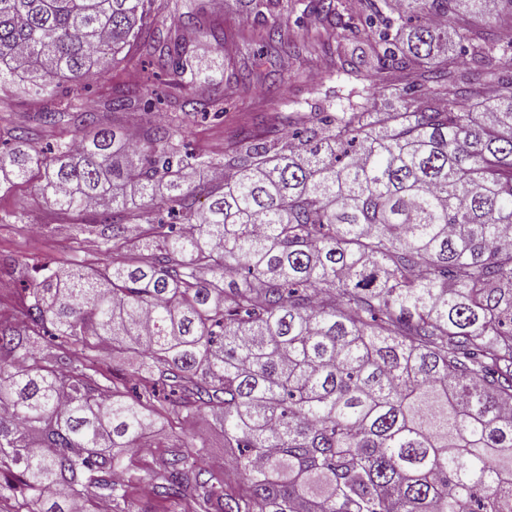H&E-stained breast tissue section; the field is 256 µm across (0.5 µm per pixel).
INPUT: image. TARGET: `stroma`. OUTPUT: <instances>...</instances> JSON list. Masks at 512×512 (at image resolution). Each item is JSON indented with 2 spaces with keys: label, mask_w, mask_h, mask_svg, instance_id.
I'll list each match as a JSON object with an SVG mask.
<instances>
[{
  "label": "stroma",
  "mask_w": 512,
  "mask_h": 512,
  "mask_svg": "<svg viewBox=\"0 0 512 512\" xmlns=\"http://www.w3.org/2000/svg\"><path fill=\"white\" fill-rule=\"evenodd\" d=\"M210 23L237 31L238 36L230 40L229 49L220 52L209 40L199 38L194 42V56L201 62V73L195 89L176 86L174 76L166 71L155 70L151 62H142L138 67L118 68L109 73L91 77L84 81V95L92 101L101 99L115 84L132 80L150 81L154 91L153 112L144 113V120H152L154 113L167 112L169 99L183 98L196 92L214 98L220 97L225 83L223 74L243 71L255 67L256 58H263L258 79L224 107V118H202L201 114H178L183 127L184 143L189 150L211 154L223 152L228 145L232 130L243 127L259 131L262 119L273 116H314L327 110H338L347 105L349 98L362 87L361 82L347 75L327 76L328 65L319 57H303L284 60L278 50L268 44L248 39L251 23L245 22L239 0H224L221 10L208 16ZM41 106L36 103L29 90L18 84H0V135L9 136L18 128L31 129L33 144L39 149L52 148L60 137L58 128L38 124L35 115ZM0 211L18 213L20 219L14 224H0V257L21 256L31 265L51 264L54 267H70L74 264L98 267L104 257L97 247L94 235L74 236V224H89L93 214H65L45 202L33 184L19 183L0 189ZM188 432L202 436L209 451L205 466L221 475L225 483H233L225 464L224 439L214 430L208 413L199 414L187 423ZM160 449H150L145 454L129 456L127 463L141 478L138 494L132 501V512H164L163 504L153 495L150 484L155 458Z\"/></svg>",
  "instance_id": "stroma-1"
}]
</instances>
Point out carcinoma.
<instances>
[{
    "label": "carcinoma",
    "mask_w": 512,
    "mask_h": 512,
    "mask_svg": "<svg viewBox=\"0 0 512 512\" xmlns=\"http://www.w3.org/2000/svg\"><path fill=\"white\" fill-rule=\"evenodd\" d=\"M213 0L149 34L169 0H0V82L48 104L65 134L0 149V187L40 180L64 212L93 210L100 268L0 258L22 285L0 316V501L13 512H124L126 454L155 446L154 494L182 512H512V0H377L362 26L342 0H309L297 37L280 0H248L260 42L291 58L362 38L375 83L342 112L273 140L240 131L222 154L181 151L163 121L118 136L98 111H141L123 85L91 112L65 82L148 58L192 86L190 35L215 49ZM403 85L400 111L371 112ZM222 171L216 182L204 173ZM204 196L205 202L199 201ZM181 223L159 216L162 207ZM131 362L134 392L101 358ZM206 411L231 449L234 489L170 440Z\"/></svg>",
    "instance_id": "1"
}]
</instances>
